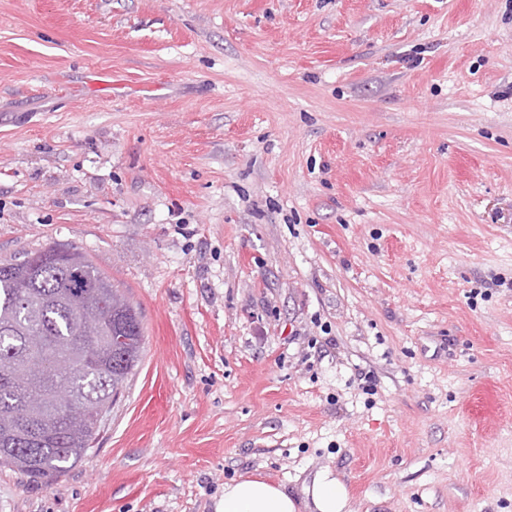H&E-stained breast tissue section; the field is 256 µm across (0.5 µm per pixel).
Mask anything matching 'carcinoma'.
<instances>
[{"label": "carcinoma", "mask_w": 512, "mask_h": 512, "mask_svg": "<svg viewBox=\"0 0 512 512\" xmlns=\"http://www.w3.org/2000/svg\"><path fill=\"white\" fill-rule=\"evenodd\" d=\"M143 344L137 307L82 249L0 260V466L48 486L79 462ZM58 390L78 398L61 423L33 405Z\"/></svg>", "instance_id": "1"}]
</instances>
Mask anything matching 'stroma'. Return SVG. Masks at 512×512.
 Instances as JSON below:
<instances>
[{
    "label": "stroma",
    "instance_id": "35a3bbf8",
    "mask_svg": "<svg viewBox=\"0 0 512 512\" xmlns=\"http://www.w3.org/2000/svg\"><path fill=\"white\" fill-rule=\"evenodd\" d=\"M52 243L142 362L0 512H512V0H0V260ZM304 494L310 499L313 512H351L348 508L346 488L330 470H322L304 488ZM300 506L282 485L253 475L226 483L216 512H300Z\"/></svg>",
    "mask_w": 512,
    "mask_h": 512
}]
</instances>
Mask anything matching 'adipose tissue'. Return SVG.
<instances>
[{
    "label": "adipose tissue",
    "mask_w": 512,
    "mask_h": 512,
    "mask_svg": "<svg viewBox=\"0 0 512 512\" xmlns=\"http://www.w3.org/2000/svg\"><path fill=\"white\" fill-rule=\"evenodd\" d=\"M315 512H347L348 496L344 485L331 471L317 473L304 489ZM300 502L279 484L255 475L224 486V499L217 512H299Z\"/></svg>",
    "instance_id": "1"
}]
</instances>
